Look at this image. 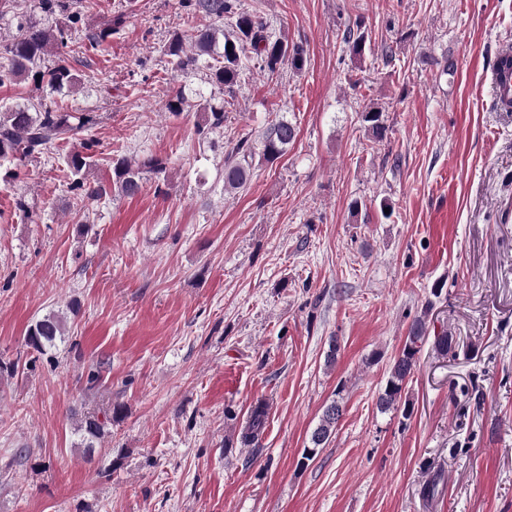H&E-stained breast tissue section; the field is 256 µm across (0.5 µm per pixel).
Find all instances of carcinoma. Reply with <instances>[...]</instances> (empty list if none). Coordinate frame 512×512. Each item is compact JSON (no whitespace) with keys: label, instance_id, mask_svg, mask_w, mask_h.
<instances>
[{"label":"carcinoma","instance_id":"1","mask_svg":"<svg viewBox=\"0 0 512 512\" xmlns=\"http://www.w3.org/2000/svg\"><path fill=\"white\" fill-rule=\"evenodd\" d=\"M180 2L188 10L209 20V23L190 34L192 46L189 50L185 47L184 35H174L166 46V54L173 58L177 70L193 71L197 69L202 56L213 53L219 36H224V42L232 43L231 50L225 49L219 54L216 64L210 68V78L224 89L228 97L231 98L235 94V87L240 83L242 73V59L248 53L254 54L260 68L270 73L285 65L298 71L304 67V48L275 36L263 20L239 11L238 0ZM226 20L233 27L231 36L224 34V30L221 29V23ZM344 41L353 56H364V35L356 36L354 31L349 30ZM67 42L68 33L64 29L51 33L29 20L20 22L18 36L6 44L0 43V58L3 59V63L0 64V85L32 78L38 83L45 82L59 91L74 87L77 77L63 56ZM53 50L56 51L57 64L49 70L41 69V60ZM361 118L373 139L380 141L386 137L382 112L378 108L371 107L362 112ZM224 119V108H212L204 113V125L198 126V129L220 128L224 126ZM90 123L89 117H80L78 122L73 123L69 113L52 105L41 104L35 108L6 107L0 110V157L10 156L19 162L34 158L59 141L76 139ZM295 137L294 125L279 118L269 124L260 141L253 142L245 137L239 139L224 162V189L236 190L244 187L249 180L255 155H260L267 162L273 161L287 151ZM96 146L95 140L85 139L80 142V149L73 152L68 159V167L73 175L70 190L89 199H100L106 195L104 187L91 186L85 181V174L91 165ZM166 171V162L158 158L151 157L136 166L123 157L112 160L113 186L126 196L137 194L145 177L152 175L159 179ZM428 316L429 309L426 308L421 315L413 319L404 347L390 366L385 388L377 399V408L383 413L398 410L404 385L416 367L417 355L422 345L428 339H433L432 349L440 355H446L452 350L453 337L449 336L447 331L429 336ZM63 339L61 320L49 315L29 328L27 345L42 353ZM341 415L340 401L334 400L325 407L319 424L311 435L312 448L308 449L309 455H314L316 449L327 442ZM120 416L121 409L118 407L113 408L111 413L102 419L95 414H85L77 424V447L84 449L87 454L92 453L96 444L105 436L108 424ZM266 424L267 405L259 401L252 407L241 431V444H257Z\"/></svg>","mask_w":512,"mask_h":512}]
</instances>
